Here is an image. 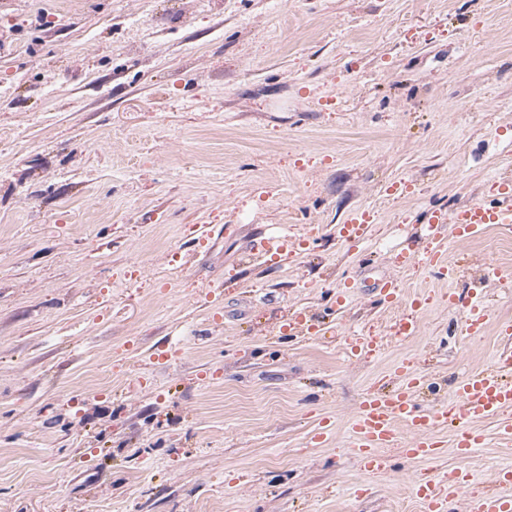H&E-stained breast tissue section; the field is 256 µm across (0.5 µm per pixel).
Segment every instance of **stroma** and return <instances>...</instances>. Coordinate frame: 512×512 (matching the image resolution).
I'll use <instances>...</instances> for the list:
<instances>
[{
	"label": "stroma",
	"mask_w": 512,
	"mask_h": 512,
	"mask_svg": "<svg viewBox=\"0 0 512 512\" xmlns=\"http://www.w3.org/2000/svg\"><path fill=\"white\" fill-rule=\"evenodd\" d=\"M508 137L512 0H0V512H425L454 431L369 476L349 420L406 369L452 403L503 349L512 233L443 238L447 281L395 257L485 200ZM284 229L301 252L250 255ZM387 277L401 302L372 295ZM473 291L476 338L448 305ZM297 311L326 335L281 336ZM351 336L378 352L348 360ZM498 425L468 492L512 465ZM373 220L369 212L355 210L349 214L344 224L341 225L340 233L346 243L352 246L365 239L366 231ZM448 304L451 307H460L464 317V332L469 337L482 336L488 318L485 306L477 301L461 298L454 293H449ZM421 301L415 299L411 303V310L409 313H402L396 319L393 325V335L400 338H408L416 335L420 330V323L415 315L416 311L420 308Z\"/></svg>",
	"instance_id": "obj_1"
}]
</instances>
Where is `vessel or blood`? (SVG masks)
<instances>
[{
    "label": "vessel or blood",
    "instance_id": "1",
    "mask_svg": "<svg viewBox=\"0 0 512 512\" xmlns=\"http://www.w3.org/2000/svg\"><path fill=\"white\" fill-rule=\"evenodd\" d=\"M371 222L369 212H351L341 226L342 238L352 245L360 243ZM493 224L500 225L505 232H512L511 176L500 177L492 183L489 202L475 203L451 214L434 212L423 229L430 245L420 259L421 264L433 271L455 275L456 269L449 264L442 249L440 233L448 232L456 241L464 242ZM294 246V241L288 237L276 240L262 234L257 235L252 243L253 250L274 258ZM448 303L461 308L467 336L483 335L488 318L485 306L453 293L449 294ZM420 306V301H413L411 312L396 319L394 336L404 339L419 332L420 323L415 311ZM509 368H512V352L505 350L498 355L492 367L460 381L457 402L452 406L442 404L429 410L422 409L415 400L416 394L424 387V381L418 375L403 377L390 390L366 393L351 421V446L362 470L369 475L384 470L387 459L382 451L390 447L403 448L405 454L412 458L436 456L438 444L433 441L431 431L448 422L457 425L455 448L459 459H468L475 448L483 445L484 436L476 425L490 418L500 419L499 443L504 449H511L512 420L508 419L507 413L512 410V380L504 375ZM400 422L411 430L409 439L398 436L396 425ZM496 480L498 490L469 497L465 494L469 474L459 468L446 478L420 486L418 495L428 512H447L449 503L461 496L467 499V512H512V495L507 492L512 486V469L498 471Z\"/></svg>",
    "mask_w": 512,
    "mask_h": 512
}]
</instances>
